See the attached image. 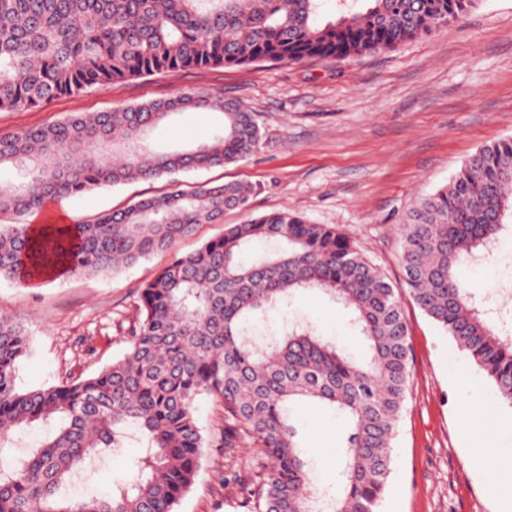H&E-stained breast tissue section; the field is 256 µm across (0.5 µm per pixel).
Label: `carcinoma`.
<instances>
[{"instance_id": "cac0c4a2", "label": "carcinoma", "mask_w": 512, "mask_h": 512, "mask_svg": "<svg viewBox=\"0 0 512 512\" xmlns=\"http://www.w3.org/2000/svg\"><path fill=\"white\" fill-rule=\"evenodd\" d=\"M0 0V110L40 107L157 72L346 58L394 47L465 13L474 0ZM223 114L210 138L156 151L149 135L189 109ZM253 113L234 101L182 94L111 112L72 113L53 124L0 133V169L21 180L0 187V218L21 217L49 198L138 179L224 167L251 156ZM240 182L175 188L59 226L36 240L25 224H0V278L28 285L65 264L83 275L116 273L170 250L198 224L247 206ZM512 219V137L479 147L450 181L423 198L400 227L409 296L496 385L512 407V336L480 310L461 263L499 240ZM256 242L274 248L247 262ZM319 289L347 310L365 346L358 358L306 325L257 340L258 311L286 307ZM123 356L86 377L23 390L16 367L25 329L0 316V445L35 423L48 426L29 456L0 468V512H176L197 480L205 449L227 460L256 448L254 479L242 480L246 512H376L412 371L397 288L349 234L287 210L271 212L196 252L174 255L140 286ZM218 403L222 425L204 434L195 402ZM342 418L336 483L322 491L302 457L290 415L297 404ZM144 439L139 473L102 496L62 493L93 459Z\"/></svg>"}]
</instances>
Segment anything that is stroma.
<instances>
[{
    "mask_svg": "<svg viewBox=\"0 0 512 512\" xmlns=\"http://www.w3.org/2000/svg\"><path fill=\"white\" fill-rule=\"evenodd\" d=\"M183 93L221 97L247 106L260 140L246 160L195 169L174 178L136 180L65 200L68 223L187 186L251 183L247 209L225 211L222 223L201 224L172 253H157L118 273L65 275L35 285L0 278V315L20 323L30 350L16 372L20 388L56 385L87 376L122 356V321L136 292L166 266L221 236L229 224L279 210L349 233L394 284H402L400 226L417 201L447 183L477 148L512 136V0H477L457 20L394 48L345 59L164 71L62 96L30 110H0V133L51 124L69 113L109 112ZM219 114H180L153 141L189 145L208 137ZM512 331V235L487 258L460 265ZM401 302L412 347V378L393 451L392 471L378 512H498V474L471 467L495 435L496 451L512 453V408L494 383L409 297ZM297 320L314 324L351 352L360 340L341 303L306 290L285 308L259 314L253 333L283 332ZM313 480L334 483L342 422L307 404L292 410ZM142 453L136 432L122 448L93 462L68 487L90 497L132 477ZM224 455L207 449L197 486L178 512H245L239 486L223 485Z\"/></svg>",
    "mask_w": 512,
    "mask_h": 512,
    "instance_id": "1",
    "label": "stroma"
}]
</instances>
